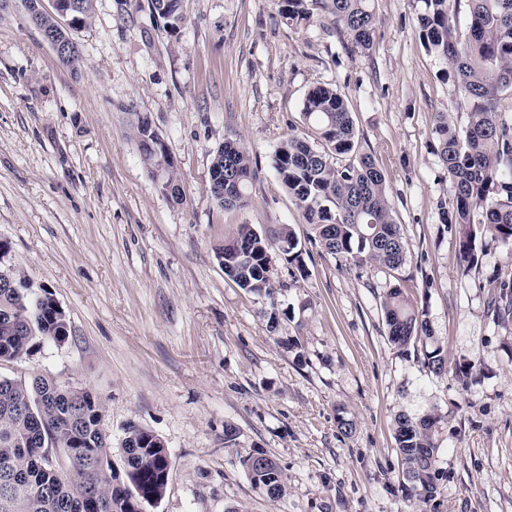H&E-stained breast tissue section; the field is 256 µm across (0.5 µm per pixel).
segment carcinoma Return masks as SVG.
<instances>
[{"instance_id": "carcinoma-1", "label": "carcinoma", "mask_w": 512, "mask_h": 512, "mask_svg": "<svg viewBox=\"0 0 512 512\" xmlns=\"http://www.w3.org/2000/svg\"><path fill=\"white\" fill-rule=\"evenodd\" d=\"M466 2L465 30L455 22L460 3ZM420 40L425 50L443 61L445 77L470 106L469 121L459 129L451 115L436 117V155L448 173L451 200L438 209L444 222L455 227L460 259L476 260L477 234H489L512 243V0H419ZM332 18L353 49L368 52L374 44V0H281L279 16L291 25L311 22L310 5ZM152 14L172 33L183 21V0H148ZM130 138L143 163L151 170L171 156L159 133L130 109ZM306 136L291 135L275 151L274 169L330 255L358 265L371 263L397 272L407 253L387 197V175L367 152L356 132L341 93L330 85L313 86L303 102ZM224 171V192L211 188L224 208L248 205L255 180L252 158L244 144L227 141L212 155L210 171ZM295 231L283 225L260 234L249 224L220 253L240 247L243 256L224 264V274L240 288L256 294L274 293L264 275L269 252L276 247L306 274ZM0 361L20 359L41 343L64 342L69 337L66 315L55 309L52 294L32 296L25 279L0 259ZM495 303L500 313L512 314V286L499 284ZM387 340L401 356L421 342L424 368L445 371L446 359L426 314L404 295L401 285L386 288L380 303ZM103 405L87 390L63 386L52 379L30 381L0 376V512H81L73 496L83 483H96L101 512H139L153 504L167 488L171 461L154 447L155 432L134 422L124 429L132 443L122 448L123 485L108 478L114 471L112 440L102 426ZM438 417H395V442L408 482L407 491L428 503L437 496L444 474L433 427ZM43 437L57 455L70 461L66 470L37 457L31 432ZM79 451L75 460L69 452ZM255 450L242 464L252 484L271 500L288 492L287 476L271 457L257 465Z\"/></svg>"}]
</instances>
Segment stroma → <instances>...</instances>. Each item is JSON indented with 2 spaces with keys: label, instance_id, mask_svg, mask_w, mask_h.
Returning a JSON list of instances; mask_svg holds the SVG:
<instances>
[{
  "label": "stroma",
  "instance_id": "stroma-1",
  "mask_svg": "<svg viewBox=\"0 0 512 512\" xmlns=\"http://www.w3.org/2000/svg\"><path fill=\"white\" fill-rule=\"evenodd\" d=\"M94 3L75 71L20 0L0 10V242L69 329L0 376L91 391L113 446L131 421L159 435L172 468L146 512H416L394 439L400 412L440 417L446 478L426 512H512V318L489 308L494 284L512 280V246L482 237L466 268L442 221L435 117L463 128L469 108L421 44L419 0H375L367 55L329 20L286 24L279 0H184L174 34L147 0ZM317 84L336 85L389 177L407 252L397 276L323 251L273 167L280 141L304 135ZM130 101L167 144L181 202L160 192L130 139ZM227 141L258 171L243 209L210 191L212 153ZM242 224L296 232L306 270L271 251L275 298L224 273L217 253ZM395 280L429 320L444 374L389 345L380 300ZM256 449L284 468V498L252 485L241 459Z\"/></svg>",
  "mask_w": 512,
  "mask_h": 512
}]
</instances>
